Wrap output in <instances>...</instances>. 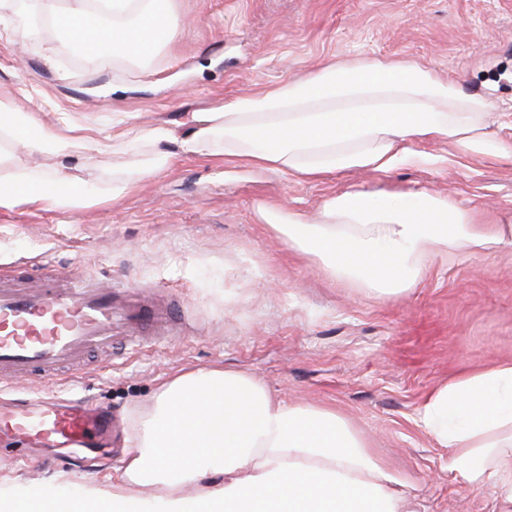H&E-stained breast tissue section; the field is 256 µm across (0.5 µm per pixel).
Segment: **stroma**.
Wrapping results in <instances>:
<instances>
[{
    "mask_svg": "<svg viewBox=\"0 0 512 512\" xmlns=\"http://www.w3.org/2000/svg\"><path fill=\"white\" fill-rule=\"evenodd\" d=\"M173 3L183 20L174 44L146 63L106 58L91 67L77 49L57 63L46 60L51 25L16 41L38 12L36 0H23L8 11L0 34V92L57 129L95 125L103 141L116 112L132 127L177 124L328 63L374 58L419 64L483 95L488 137L512 143V0ZM415 149L427 162L314 182L182 158L119 203L108 199L107 180L130 158L94 151L76 169L90 205L0 209V266L48 264L111 276L184 301L197 324L190 336L116 349L111 365L71 381L1 383L0 400H89L120 419L125 443L111 462L70 464L59 449L0 442V482L17 490L36 482L74 497L87 482L111 484L158 387L188 370L224 366L261 379L277 399L345 416L404 481L408 512H494L490 489L449 477L447 449L436 447L416 417L448 380L512 358V244L489 257L433 258L412 289L380 303L360 281L332 282L259 212L283 204L314 222L329 196L350 188L433 190L512 228V160L465 153L443 140Z\"/></svg>",
    "mask_w": 512,
    "mask_h": 512,
    "instance_id": "1",
    "label": "stroma"
}]
</instances>
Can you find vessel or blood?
Masks as SVG:
<instances>
[{
    "mask_svg": "<svg viewBox=\"0 0 512 512\" xmlns=\"http://www.w3.org/2000/svg\"><path fill=\"white\" fill-rule=\"evenodd\" d=\"M144 300L123 282L47 265L0 270V377L50 385L63 369L81 368L89 351L149 332L189 333L183 304ZM112 429L110 418L84 403H52L35 417L0 413L1 431L50 447L80 448Z\"/></svg>",
    "mask_w": 512,
    "mask_h": 512,
    "instance_id": "vessel-or-blood-1",
    "label": "vessel or blood"
}]
</instances>
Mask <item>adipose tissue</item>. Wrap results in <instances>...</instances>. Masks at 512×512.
<instances>
[{"mask_svg":"<svg viewBox=\"0 0 512 512\" xmlns=\"http://www.w3.org/2000/svg\"><path fill=\"white\" fill-rule=\"evenodd\" d=\"M55 0L42 5L59 38L53 58L80 47L89 63L101 56L152 57L180 26L172 0ZM486 99L414 63L362 59L323 67L309 78L197 112L186 131L169 123L120 133L112 151L136 157L113 175V201L180 157L221 158L254 170L303 179L353 170L385 171L413 161L409 143L442 138L467 153L512 157V147L485 133ZM61 158L52 172L18 160L0 146V208L76 205L88 195L71 159L106 145L62 134L39 116L18 121L0 97V135ZM263 218L289 245L319 259L331 279L364 282L372 297L408 291L428 259L456 258L503 243V231L448 196L369 194L346 190L327 198L316 223L278 206ZM220 421L217 436L202 421ZM418 426L448 451L458 483L488 487L499 512H512V360L449 381L432 392ZM137 444L111 486L91 483L79 498L0 487V512H406L397 479L365 439L335 410L275 398L256 377L232 369L186 372L162 385L150 414L136 423ZM151 483L153 501L134 493Z\"/></svg>","mask_w":512,"mask_h":512,"instance_id":"obj_1","label":"adipose tissue"}]
</instances>
